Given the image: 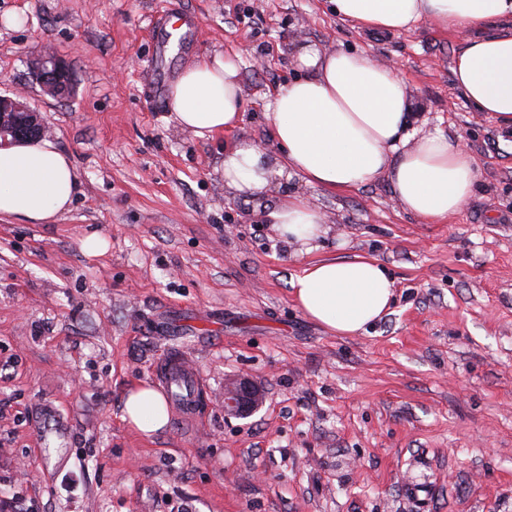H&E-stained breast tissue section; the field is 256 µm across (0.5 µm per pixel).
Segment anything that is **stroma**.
Wrapping results in <instances>:
<instances>
[{"label": "stroma", "instance_id": "stroma-1", "mask_svg": "<svg viewBox=\"0 0 512 512\" xmlns=\"http://www.w3.org/2000/svg\"><path fill=\"white\" fill-rule=\"evenodd\" d=\"M189 20L158 52L164 13ZM19 14L20 27L7 25ZM464 34L340 21L329 0H0V94L27 90L81 178L53 224L0 222V502L16 512H512V132L477 112L452 65ZM398 64L414 137L442 132L479 179L444 224L404 212L377 179L351 192L281 179L260 198L224 185V151L273 150L266 105L307 76L299 47ZM52 52L70 97L42 94L29 56ZM240 54L237 127L200 138L167 106L192 62ZM306 195L328 233L310 256L264 224ZM105 240L87 254L89 236ZM372 257L391 311L337 336L293 300L306 258ZM206 378L203 422L145 437L123 399L168 351ZM247 376L264 404L224 414Z\"/></svg>", "mask_w": 512, "mask_h": 512}]
</instances>
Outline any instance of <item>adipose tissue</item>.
I'll return each instance as SVG.
<instances>
[{
  "mask_svg": "<svg viewBox=\"0 0 512 512\" xmlns=\"http://www.w3.org/2000/svg\"><path fill=\"white\" fill-rule=\"evenodd\" d=\"M336 16L361 30L396 34L429 19L444 31L465 32L512 22V0H331ZM310 76L279 87L267 114L276 153L250 141L225 150L227 188L246 195L273 191L284 174L304 185L349 191L386 178L394 201L425 224H441L471 199L474 156L441 133L411 142V101L400 71L363 53L324 54L300 48ZM452 72L476 111L512 128V34L467 40ZM181 128L201 138L237 126L245 110L237 59L217 55L186 67L169 91ZM80 190L73 159L48 138L0 149V221L52 224L66 216ZM263 220L285 242L308 253L326 235L323 212L299 193L266 209ZM293 299L329 332L353 336L389 313L395 284L377 260L317 259L291 281ZM122 419L143 435L170 422L165 397L149 385L128 391Z\"/></svg>",
  "mask_w": 512,
  "mask_h": 512,
  "instance_id": "adipose-tissue-1",
  "label": "adipose tissue"
}]
</instances>
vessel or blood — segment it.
I'll return each mask as SVG.
<instances>
[{
	"label": "vessel or blood",
	"instance_id": "obj_1",
	"mask_svg": "<svg viewBox=\"0 0 512 512\" xmlns=\"http://www.w3.org/2000/svg\"><path fill=\"white\" fill-rule=\"evenodd\" d=\"M155 377L183 419L199 420L200 398L206 379L197 369L186 363L179 353L174 352L164 356Z\"/></svg>",
	"mask_w": 512,
	"mask_h": 512
}]
</instances>
